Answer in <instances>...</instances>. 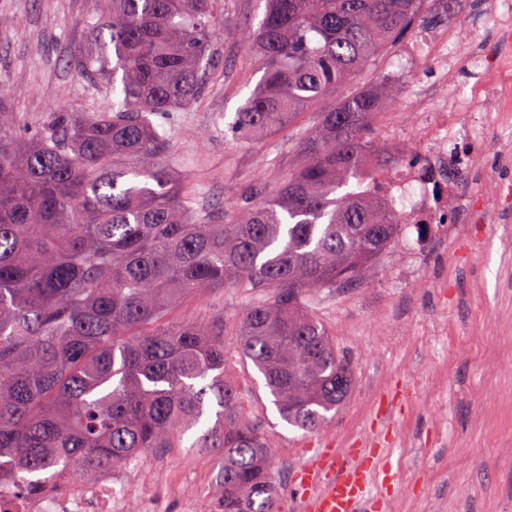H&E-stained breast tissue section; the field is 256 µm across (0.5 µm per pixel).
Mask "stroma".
<instances>
[{"instance_id":"1","label":"stroma","mask_w":512,"mask_h":512,"mask_svg":"<svg viewBox=\"0 0 512 512\" xmlns=\"http://www.w3.org/2000/svg\"><path fill=\"white\" fill-rule=\"evenodd\" d=\"M262 0H226L224 70L209 94L174 132V150L187 184L201 203H236L252 188L273 189L298 163L296 144L319 123L333 100L321 98L267 140L245 145L226 124L251 95L263 72L245 51L244 30L257 27ZM100 0H0V83L35 134L53 112L107 109L108 89L84 93L78 62L112 49L108 30L98 28ZM444 0H427L414 24L364 69L356 86L402 72L397 104L408 103L435 78L432 60L410 56L419 38L455 21ZM224 124H216V117ZM205 140H197L200 130ZM512 149V131L483 148L487 178L479 188L495 208L498 184L512 182V169L498 165ZM412 281L399 270L409 247L395 242L367 268L358 288H329L315 310L353 370L345 404L323 430L303 435L279 418L263 376L230 363L245 411L264 430L271 447L273 478L282 493L280 512H297L290 477L311 448H354L376 443L392 452L395 475L387 496L395 512H512V232L500 224H467L446 245L421 246ZM248 292L207 293L180 306L176 317L223 311L235 317ZM218 457L200 448H152L117 471L143 483L156 512H183L190 488H212Z\"/></svg>"}]
</instances>
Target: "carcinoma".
<instances>
[{"label":"carcinoma","instance_id":"cac0c4a2","mask_svg":"<svg viewBox=\"0 0 512 512\" xmlns=\"http://www.w3.org/2000/svg\"><path fill=\"white\" fill-rule=\"evenodd\" d=\"M423 0H266L248 48L263 76L229 127L256 143L346 86L393 44ZM112 56L82 68L104 112H55L30 137L0 83V483L57 470L82 481L148 448L224 460L221 512H278L270 449L227 373L224 312L175 319L182 302L254 292L236 353L264 376L285 423L322 430L352 390L350 363L312 309L357 285L398 233L362 179L367 131L393 101L383 78L321 114L303 162L271 193L199 204L171 158L173 129L222 69L224 0H102Z\"/></svg>","mask_w":512,"mask_h":512}]
</instances>
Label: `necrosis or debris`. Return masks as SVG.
Returning <instances> with one entry per match:
<instances>
[{
	"label": "necrosis or debris",
	"instance_id": "1",
	"mask_svg": "<svg viewBox=\"0 0 512 512\" xmlns=\"http://www.w3.org/2000/svg\"><path fill=\"white\" fill-rule=\"evenodd\" d=\"M492 13L495 52H457L459 31L469 22L465 16L433 38L439 87L422 92L408 111L398 114L415 147L397 139V162L386 169L365 164L368 182L382 186L387 209L397 212L400 224L413 228L420 241L459 234L464 221L490 224L497 219L480 195L467 190L479 174L484 131L512 129V0H498ZM480 101L489 102L491 110L469 123L466 116ZM127 497L126 485L113 471L84 483L61 470L29 492L0 484V512H125Z\"/></svg>",
	"mask_w": 512,
	"mask_h": 512
}]
</instances>
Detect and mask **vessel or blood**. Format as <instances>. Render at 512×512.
Wrapping results in <instances>:
<instances>
[{
  "mask_svg": "<svg viewBox=\"0 0 512 512\" xmlns=\"http://www.w3.org/2000/svg\"><path fill=\"white\" fill-rule=\"evenodd\" d=\"M378 458L373 448L310 449L294 477L300 512H373V478H392L390 469H378Z\"/></svg>",
  "mask_w": 512,
  "mask_h": 512,
  "instance_id": "obj_1",
  "label": "vessel or blood"
}]
</instances>
